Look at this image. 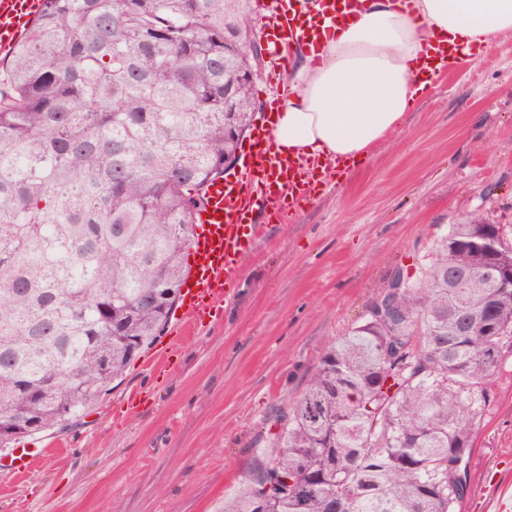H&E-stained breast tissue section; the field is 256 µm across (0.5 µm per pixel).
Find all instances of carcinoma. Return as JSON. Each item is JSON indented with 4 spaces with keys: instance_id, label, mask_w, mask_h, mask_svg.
Masks as SVG:
<instances>
[{
    "instance_id": "1",
    "label": "carcinoma",
    "mask_w": 512,
    "mask_h": 512,
    "mask_svg": "<svg viewBox=\"0 0 512 512\" xmlns=\"http://www.w3.org/2000/svg\"><path fill=\"white\" fill-rule=\"evenodd\" d=\"M251 0H46L0 63V420L79 421L164 330L193 211L257 109ZM236 112H224V95ZM450 224L320 354L224 512H459L512 347V269ZM470 273L448 287V264Z\"/></svg>"
}]
</instances>
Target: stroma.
Wrapping results in <instances>:
<instances>
[{"label":"stroma","instance_id":"obj_1","mask_svg":"<svg viewBox=\"0 0 512 512\" xmlns=\"http://www.w3.org/2000/svg\"><path fill=\"white\" fill-rule=\"evenodd\" d=\"M512 230V37L452 65L360 165L287 222L264 216L231 299L170 368L138 358L79 422L39 435L49 460L0 468V512H224L258 433L390 273L448 225ZM490 388L461 512L512 492V350ZM137 409H129L128 398Z\"/></svg>","mask_w":512,"mask_h":512}]
</instances>
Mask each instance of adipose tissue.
I'll return each instance as SVG.
<instances>
[{
  "mask_svg": "<svg viewBox=\"0 0 512 512\" xmlns=\"http://www.w3.org/2000/svg\"><path fill=\"white\" fill-rule=\"evenodd\" d=\"M511 33L512 0H362L304 48L267 138L290 156L361 163L429 85L434 47L472 56Z\"/></svg>",
  "mask_w": 512,
  "mask_h": 512,
  "instance_id": "ef3b65f1",
  "label": "adipose tissue"
}]
</instances>
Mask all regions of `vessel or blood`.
<instances>
[{
  "instance_id": "vessel-or-blood-1",
  "label": "vessel or blood",
  "mask_w": 512,
  "mask_h": 512,
  "mask_svg": "<svg viewBox=\"0 0 512 512\" xmlns=\"http://www.w3.org/2000/svg\"><path fill=\"white\" fill-rule=\"evenodd\" d=\"M360 0H261L262 35L273 53L267 81L276 86L288 75L290 57L305 45L316 19L335 20L339 6L358 8ZM45 0H0V58L15 47L42 15ZM318 160L292 159L272 151L263 126H255L250 143L225 177L210 181L195 211L192 261L171 314V333L182 338L203 326L207 316L231 296L252 246L247 230L258 214L273 212L279 222L300 203L313 199L325 183Z\"/></svg>"
}]
</instances>
